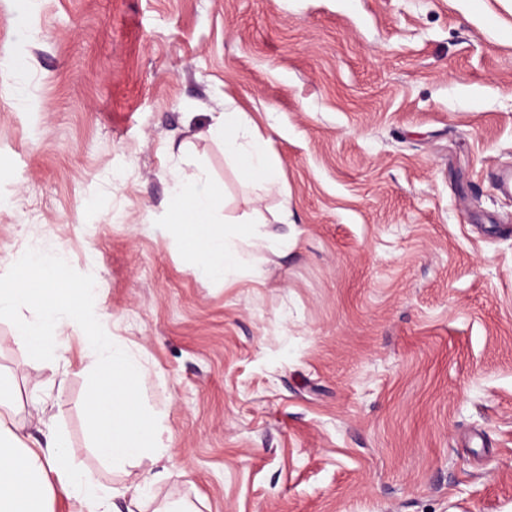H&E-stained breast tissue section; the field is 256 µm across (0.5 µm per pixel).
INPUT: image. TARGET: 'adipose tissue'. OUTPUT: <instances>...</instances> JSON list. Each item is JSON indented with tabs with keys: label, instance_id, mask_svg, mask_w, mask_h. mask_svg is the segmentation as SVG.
<instances>
[{
	"label": "adipose tissue",
	"instance_id": "obj_1",
	"mask_svg": "<svg viewBox=\"0 0 512 512\" xmlns=\"http://www.w3.org/2000/svg\"><path fill=\"white\" fill-rule=\"evenodd\" d=\"M224 152L243 159L245 172L267 190L281 187L280 171L271 162L268 140L241 112L216 116L209 128ZM179 214L167 224L179 239L188 240L191 270L202 280L228 281L248 265L249 247L266 245L279 250L284 236L259 228L248 232L217 231L211 220L218 197L204 172L172 173ZM65 257L52 250L30 255L21 270L0 273V314L21 313L19 343L29 344L51 359L63 358L71 334H81L93 358L95 382L84 406L93 425L95 446L113 468L140 466L144 475L136 484L102 488L89 482L74 464L76 451L63 436H52L46 447L33 448L18 433L11 419L10 385L0 382V512H51L54 487L72 489L81 497L82 512H120L119 501L149 500L158 474L156 467L171 459V440L165 437L160 417L142 401L139 355L112 336L97 311L101 285L88 276L80 287L60 277Z\"/></svg>",
	"mask_w": 512,
	"mask_h": 512
}]
</instances>
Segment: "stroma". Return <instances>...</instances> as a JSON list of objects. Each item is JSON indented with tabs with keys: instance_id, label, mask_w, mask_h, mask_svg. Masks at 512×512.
<instances>
[{
	"instance_id": "stroma-1",
	"label": "stroma",
	"mask_w": 512,
	"mask_h": 512,
	"mask_svg": "<svg viewBox=\"0 0 512 512\" xmlns=\"http://www.w3.org/2000/svg\"><path fill=\"white\" fill-rule=\"evenodd\" d=\"M270 137L265 191L208 128ZM275 255L198 279L161 229L170 169ZM512 0H0V259L62 252L103 285L171 437L157 500L200 512H512ZM30 447L98 485L91 359L15 341Z\"/></svg>"
}]
</instances>
